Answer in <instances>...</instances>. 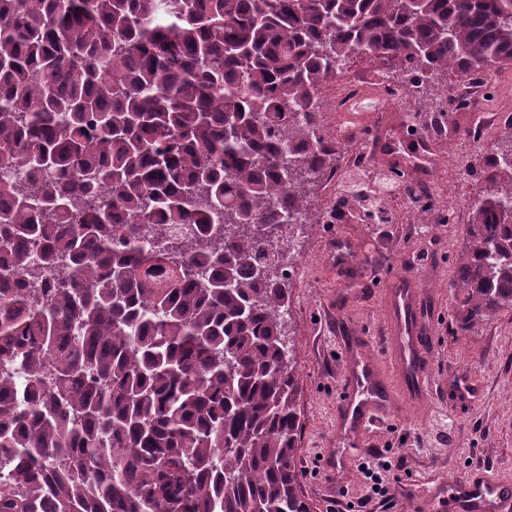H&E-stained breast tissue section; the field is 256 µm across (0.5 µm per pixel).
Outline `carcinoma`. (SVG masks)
Masks as SVG:
<instances>
[{
	"instance_id": "obj_1",
	"label": "carcinoma",
	"mask_w": 512,
	"mask_h": 512,
	"mask_svg": "<svg viewBox=\"0 0 512 512\" xmlns=\"http://www.w3.org/2000/svg\"><path fill=\"white\" fill-rule=\"evenodd\" d=\"M390 97L512 62V0H0V512H313L289 276L337 66ZM450 284L512 311V133ZM191 224L174 248L145 247Z\"/></svg>"
}]
</instances>
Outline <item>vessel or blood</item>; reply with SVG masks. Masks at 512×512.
Segmentation results:
<instances>
[{"label":"vessel or blood","mask_w":512,"mask_h":512,"mask_svg":"<svg viewBox=\"0 0 512 512\" xmlns=\"http://www.w3.org/2000/svg\"><path fill=\"white\" fill-rule=\"evenodd\" d=\"M392 323L385 362L367 350L366 339L354 337L347 350L346 381L338 401L339 425L356 437L389 418L400 407L422 402L430 388L424 365L430 356L420 301L413 286L391 295ZM429 502L442 512H512V481L495 470H479L461 482H442L428 490Z\"/></svg>","instance_id":"b4317fda"}]
</instances>
